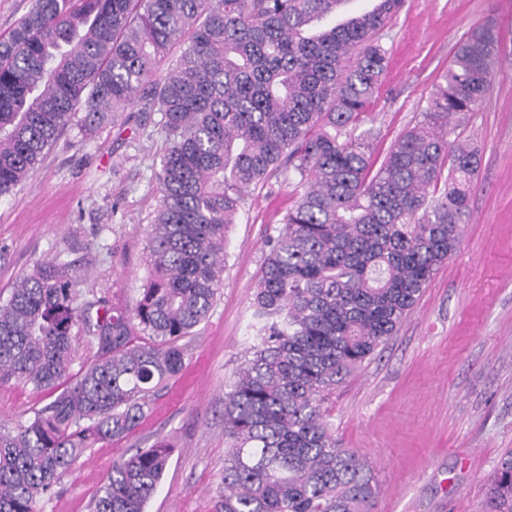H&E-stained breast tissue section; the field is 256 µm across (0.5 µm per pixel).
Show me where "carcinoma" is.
<instances>
[{
    "instance_id": "obj_1",
    "label": "carcinoma",
    "mask_w": 512,
    "mask_h": 512,
    "mask_svg": "<svg viewBox=\"0 0 512 512\" xmlns=\"http://www.w3.org/2000/svg\"><path fill=\"white\" fill-rule=\"evenodd\" d=\"M346 0H33L0 35V197L83 113L84 130L158 112L164 150L150 276L132 313L77 304L62 262L35 263L0 304V382L57 393L0 427V512H35L87 449L131 434L182 369L179 341L222 288L243 189L288 158L295 200L265 254L253 342L224 394L216 512H372V466L342 446L326 401L395 335L469 220L478 149L457 122L496 75L495 27L456 45L422 120L380 164L365 109L382 87L376 39L402 0L336 22ZM185 44L172 69L160 62ZM98 358L69 374L73 327ZM163 440L112 466L93 512H145L168 467ZM486 512H512V453Z\"/></svg>"
}]
</instances>
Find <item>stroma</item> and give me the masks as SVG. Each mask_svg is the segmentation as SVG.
I'll use <instances>...</instances> for the list:
<instances>
[{
  "label": "stroma",
  "mask_w": 512,
  "mask_h": 512,
  "mask_svg": "<svg viewBox=\"0 0 512 512\" xmlns=\"http://www.w3.org/2000/svg\"><path fill=\"white\" fill-rule=\"evenodd\" d=\"M488 20L501 37L499 71L457 129L480 150L470 221L398 332L328 402L337 437L374 469V512H483L486 479L512 449V0H403L378 34L387 64L365 124L384 157L421 120L456 42ZM160 119L108 123L92 136L72 122L0 198V300L34 263L59 259L80 302L131 310L148 276L160 201ZM293 199L284 166L243 191L227 231L223 291L209 319L181 339L183 369L132 434L88 449L38 512H92L113 464L158 440L174 452L146 512H213L224 476V394L251 343L264 255ZM50 400L0 382V426L28 421Z\"/></svg>",
  "instance_id": "35a3bbf8"
}]
</instances>
